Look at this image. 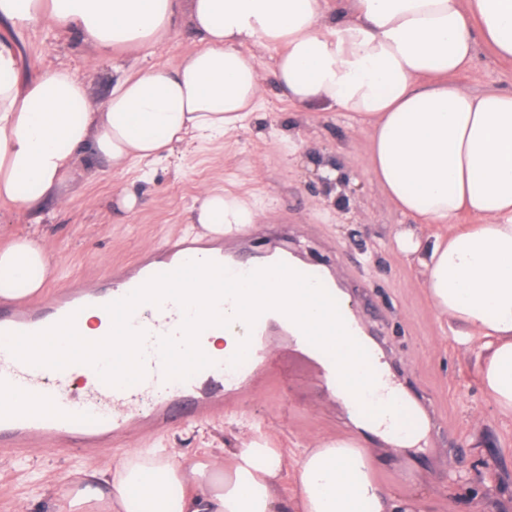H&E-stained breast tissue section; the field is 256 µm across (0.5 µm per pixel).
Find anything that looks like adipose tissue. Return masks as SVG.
<instances>
[{"label":"adipose tissue","instance_id":"adipose-tissue-1","mask_svg":"<svg viewBox=\"0 0 512 512\" xmlns=\"http://www.w3.org/2000/svg\"><path fill=\"white\" fill-rule=\"evenodd\" d=\"M326 0H0L14 27L76 33L99 54L150 50L188 25L198 45L173 68L150 67L90 99L66 68L18 78L19 54L0 41V203L34 211L67 201L79 151L92 148L113 171L131 160L170 156L184 143L234 138L259 98L264 76L248 46L277 51L273 76L295 106L317 104L367 121L368 170L402 214L445 224L446 238L421 245L409 230L398 248L426 270L424 286L440 324L453 325L478 360L482 390L512 416V92L477 95L450 83L478 46L512 60V0H344L346 18ZM196 246L166 279L109 310L85 309L76 325L59 323L27 349L40 361L72 367V381L96 376L123 384L137 377L144 339L132 316L158 315L182 301L186 321L175 339L160 337L174 375L195 372L205 356L245 357V322L272 301L278 315L309 335L310 356L336 367L335 396L355 426L397 448L424 440L412 418L397 432L396 409L370 403L375 389L398 393L392 379L372 382L356 318L344 292L328 301L313 285L272 271L265 279H229L213 262L211 241L228 224L258 214L226 190L204 187L194 208ZM477 223H463L464 214ZM0 299L39 292L52 257L43 235L11 237L0 225ZM90 353L96 369L72 363ZM281 454L239 440L223 454L184 463L178 450L134 449L112 467L86 466L53 495L54 512H423L420 494H392L375 479L376 459L351 440L317 437L297 461L300 495L288 498Z\"/></svg>","mask_w":512,"mask_h":512}]
</instances>
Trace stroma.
Here are the masks:
<instances>
[{
    "label": "stroma",
    "mask_w": 512,
    "mask_h": 512,
    "mask_svg": "<svg viewBox=\"0 0 512 512\" xmlns=\"http://www.w3.org/2000/svg\"><path fill=\"white\" fill-rule=\"evenodd\" d=\"M0 37L19 48V76L65 67L86 83L90 98L109 97L120 78L152 66H176L194 46L189 27L156 48L123 50L106 58L75 35L55 28L18 30L0 22ZM264 90L235 140L183 147L179 159L131 163L121 173L89 150L80 152L66 205L47 201L35 212L0 209V222L18 232L44 234L54 271L42 298L81 284L104 283L133 269L169 239L194 232L189 217L202 186L248 199L257 224L232 228L230 239L255 250L281 249L330 269L351 298L366 334L382 343L394 380L430 408L419 447L383 450L380 438L349 426L317 364L282 347L284 381L257 376L224 402L223 412L200 419L174 416L151 437L102 440L101 451L49 447L42 454L0 452V512H52L48 483L64 486L84 465H111L136 448H176L184 460L211 448H230L238 431L267 428L266 442L287 461L284 486L299 492L296 461L313 438L360 440L377 453L376 477L402 493L424 490L425 512H512V419L483 393L473 353L443 334L423 284V269L400 252L395 232L411 224L367 170L365 128L346 112L297 109L270 79L275 52L256 49ZM478 94L512 90V61L479 49L470 69L453 78ZM131 194L132 212L118 201Z\"/></svg>",
    "instance_id": "obj_1"
}]
</instances>
